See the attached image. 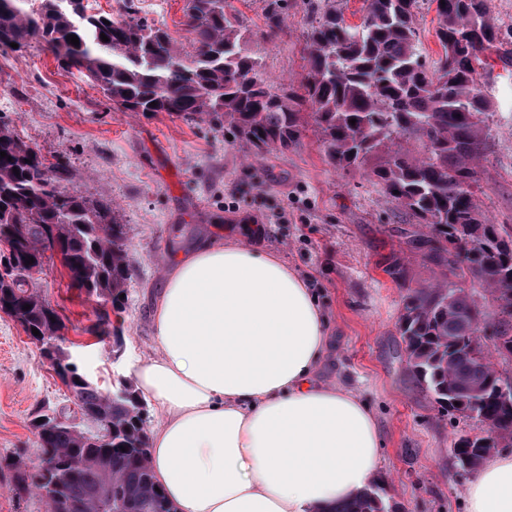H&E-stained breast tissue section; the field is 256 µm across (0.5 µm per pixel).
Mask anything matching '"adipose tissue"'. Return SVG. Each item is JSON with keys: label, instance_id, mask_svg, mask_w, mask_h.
<instances>
[{"label": "adipose tissue", "instance_id": "adipose-tissue-1", "mask_svg": "<svg viewBox=\"0 0 512 512\" xmlns=\"http://www.w3.org/2000/svg\"><path fill=\"white\" fill-rule=\"evenodd\" d=\"M151 303L150 351L130 375L175 512H335L375 482L378 419L321 379L328 314L277 253L230 242L170 256ZM464 500L512 512V454L488 455Z\"/></svg>", "mask_w": 512, "mask_h": 512}]
</instances>
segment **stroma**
Listing matches in <instances>:
<instances>
[{
  "label": "stroma",
  "mask_w": 512,
  "mask_h": 512,
  "mask_svg": "<svg viewBox=\"0 0 512 512\" xmlns=\"http://www.w3.org/2000/svg\"><path fill=\"white\" fill-rule=\"evenodd\" d=\"M229 4L250 33L263 78L274 90L301 92L311 22L302 0H288L271 37L265 0ZM477 78L492 112L477 197L492 223L512 225V70L495 59ZM0 114L48 162L75 171L71 192L111 198L128 228L132 280L120 338L91 334L100 308L60 265L36 282L66 324L79 373L108 392L131 383V366L148 351V292L161 287L171 254L206 241L276 252L310 279L330 316L323 379L356 390L378 418L386 448L376 493L393 512H465L463 492L474 475L457 467L451 447L485 427L444 412L408 366L398 330L404 296L434 274L408 242L417 222L379 184L334 167L311 130L288 151L257 157L227 131L164 112L125 111L36 43L0 47ZM398 264L407 271L403 286L389 274ZM74 407L37 346L0 313V512H46L38 495L19 492L9 462L21 457L35 466L34 418Z\"/></svg>",
  "instance_id": "stroma-1"
}]
</instances>
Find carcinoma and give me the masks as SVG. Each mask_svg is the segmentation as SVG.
Returning <instances> with one entry per match:
<instances>
[{"instance_id":"carcinoma-1","label":"carcinoma","mask_w":512,"mask_h":512,"mask_svg":"<svg viewBox=\"0 0 512 512\" xmlns=\"http://www.w3.org/2000/svg\"><path fill=\"white\" fill-rule=\"evenodd\" d=\"M429 3L436 5L443 49L436 60L424 54L415 23L423 0H364L362 20L354 25L323 0H307L313 21L305 46L307 114L297 109L295 92L271 91L227 0H186V45L142 15L140 0H124L122 19L82 0H40L36 9L29 0H0V46L44 44L61 68L84 73L126 111L166 112L226 129L257 155L288 150L311 124L334 166L380 184L427 229L425 235L412 232L409 243L440 268L435 283L408 288L404 299L399 334L411 370L448 414L497 431L488 446L467 437L453 449L456 464L466 458L474 470L500 440L512 437V404L502 400L505 381L492 363L495 353L512 358V227L489 223L472 191L491 116L476 67L492 52L512 66V30L491 23L490 0ZM287 9L288 0H266L269 30L280 28ZM70 35L79 45L67 40ZM0 151L6 152L0 156V236L26 225L21 252L42 267L53 256L41 239L55 225L87 298L120 304L131 260L127 225L117 223L111 201L68 193L73 172L46 163L2 116ZM468 278L491 297L493 313L459 286ZM40 298L23 278L0 281V308L18 317L34 342L65 327ZM26 304L30 309H23ZM480 323L485 331L493 327L492 334L478 338ZM57 363L83 420L101 413L108 427L103 435L83 436L79 425L63 423L40 437L39 458L58 459L49 474L56 486L46 501L49 512H89L93 493L106 483L112 505L103 512L119 504L132 512H169L147 464L144 402L135 390L125 385L109 402L98 384L82 379L66 352L57 354ZM383 509L367 491L339 512Z\"/></svg>"}]
</instances>
